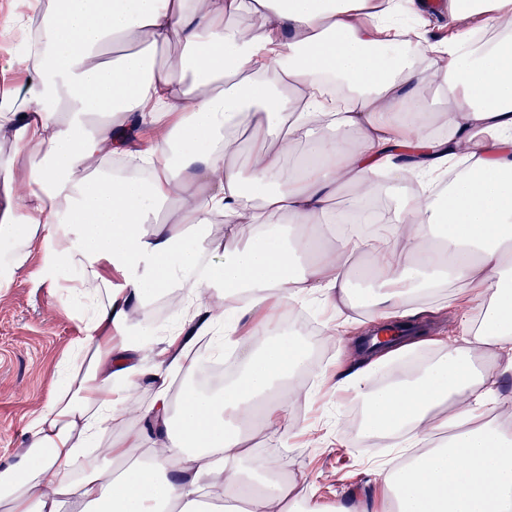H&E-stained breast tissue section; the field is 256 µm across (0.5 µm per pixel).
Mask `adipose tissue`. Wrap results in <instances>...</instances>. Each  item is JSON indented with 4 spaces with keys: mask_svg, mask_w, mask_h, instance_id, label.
Returning a JSON list of instances; mask_svg holds the SVG:
<instances>
[{
    "mask_svg": "<svg viewBox=\"0 0 512 512\" xmlns=\"http://www.w3.org/2000/svg\"><path fill=\"white\" fill-rule=\"evenodd\" d=\"M367 3L26 0L39 19L24 56L32 109L0 100V132L36 161L23 192L0 205V240L16 243L20 262L40 243L51 267L87 264L92 306L68 393L34 418L26 454L0 469V512H198L201 486L220 483L245 492L248 512H323L308 487L277 480L247 434L287 432L290 405L311 397L289 387L307 351L281 330L283 310L303 295L349 296L365 256L371 322L411 314L450 279L470 291L460 336L421 374L347 382L367 432L396 451L374 468L381 512H512V425L486 418L512 374V34L497 30L512 0H447L448 20L485 16L487 39L421 36L402 53L376 41ZM170 46L180 55L162 63ZM162 119L165 138H145ZM248 123L258 133L241 153ZM461 141L467 154L455 151ZM386 183L401 194L374 235L329 234L340 191L356 209ZM216 221L223 236L185 244L188 228ZM243 222L257 229L245 242ZM203 253L211 262L197 278ZM103 263L129 294L113 290ZM211 283L249 296L204 321L223 327L240 371L212 394L188 382L173 403L166 368L141 364L139 347L113 332L149 314L150 295L178 290L193 302ZM260 316L262 335H241ZM489 352L502 361L494 374L479 366ZM146 383L156 398L142 428L82 459ZM147 445L161 456L115 473Z\"/></svg>",
    "mask_w": 512,
    "mask_h": 512,
    "instance_id": "obj_1",
    "label": "adipose tissue"
}]
</instances>
